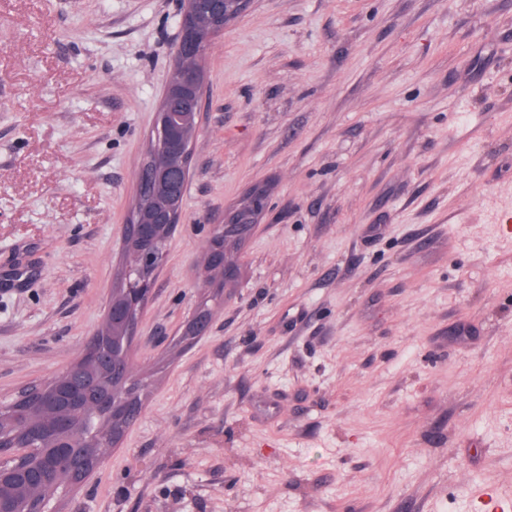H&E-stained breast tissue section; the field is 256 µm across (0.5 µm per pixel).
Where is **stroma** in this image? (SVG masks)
<instances>
[{"instance_id":"obj_1","label":"stroma","mask_w":512,"mask_h":512,"mask_svg":"<svg viewBox=\"0 0 512 512\" xmlns=\"http://www.w3.org/2000/svg\"><path fill=\"white\" fill-rule=\"evenodd\" d=\"M182 3L0 0V401L104 319ZM203 66L143 409L55 512H483L512 489V0H252ZM255 189L213 300L209 228Z\"/></svg>"}]
</instances>
